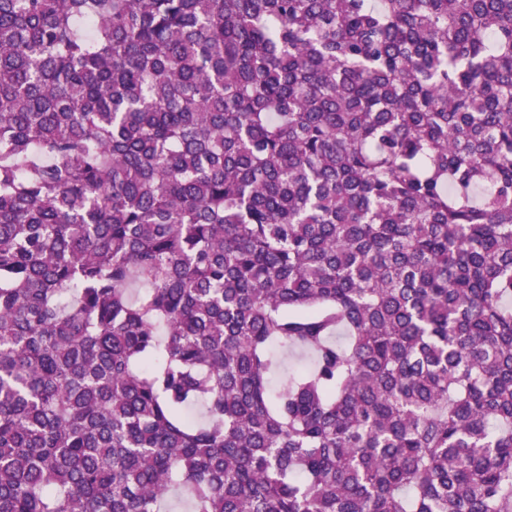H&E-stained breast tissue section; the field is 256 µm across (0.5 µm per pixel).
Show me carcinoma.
Returning a JSON list of instances; mask_svg holds the SVG:
<instances>
[{
  "mask_svg": "<svg viewBox=\"0 0 512 512\" xmlns=\"http://www.w3.org/2000/svg\"><path fill=\"white\" fill-rule=\"evenodd\" d=\"M512 512V0H0V512Z\"/></svg>",
  "mask_w": 512,
  "mask_h": 512,
  "instance_id": "obj_1",
  "label": "carcinoma"
}]
</instances>
